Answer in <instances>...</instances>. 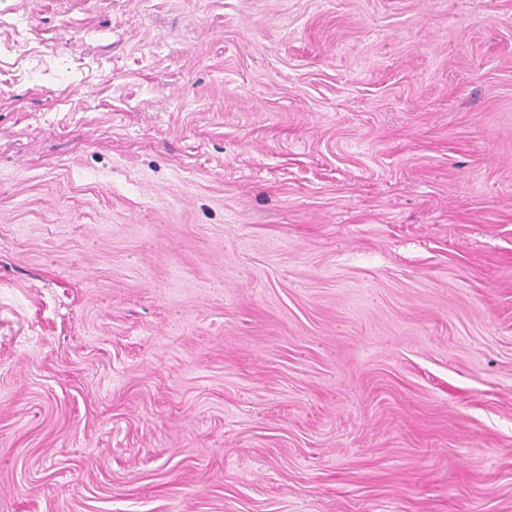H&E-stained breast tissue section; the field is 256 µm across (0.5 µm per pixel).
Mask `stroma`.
<instances>
[{"mask_svg":"<svg viewBox=\"0 0 512 512\" xmlns=\"http://www.w3.org/2000/svg\"><path fill=\"white\" fill-rule=\"evenodd\" d=\"M0 512H512V0H0Z\"/></svg>","mask_w":512,"mask_h":512,"instance_id":"obj_1","label":"stroma"}]
</instances>
